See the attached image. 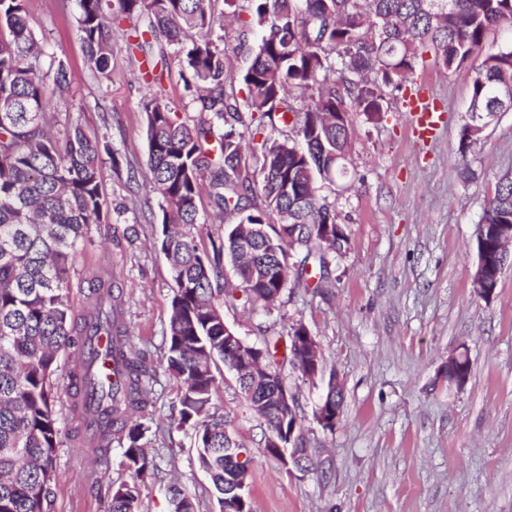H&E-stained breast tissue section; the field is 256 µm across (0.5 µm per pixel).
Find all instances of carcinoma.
Here are the masks:
<instances>
[{
	"instance_id": "1",
	"label": "carcinoma",
	"mask_w": 512,
	"mask_h": 512,
	"mask_svg": "<svg viewBox=\"0 0 512 512\" xmlns=\"http://www.w3.org/2000/svg\"><path fill=\"white\" fill-rule=\"evenodd\" d=\"M216 0H75L76 34L89 69L104 76L112 66V32L124 21L126 51L144 56L147 88L162 83L158 64L174 53L186 88L195 92L199 118L189 124L161 96L142 101L148 142L145 187L159 197L157 242L176 289L171 301L165 361L180 381L177 427L192 430L199 467L217 493L219 506L229 499L237 512H251L238 497L248 472L245 449L224 418L211 413L217 388L216 360L224 353L223 305L238 299L269 306L286 287L284 244L294 234L307 254H318L324 283L329 250L319 244L321 225L336 230L327 205L320 203L316 178L332 182L346 175L351 130L347 100L369 121L385 111V90H402L426 49L445 70L464 65L481 47L486 32L512 23V0H250L251 18L243 24L261 31L251 66L240 75L245 103L257 115L250 129L243 121L228 56L220 48L226 15ZM341 74L346 93L330 80ZM512 46L484 59L473 79L462 125L459 152L466 155L483 134L473 132L474 115L512 112ZM67 62L45 57L27 23V0H0V512H51L52 476L60 429L54 417L60 354L84 352L90 337H112L111 353L122 362L121 393L106 380L88 379L90 367L77 364L69 374L75 388L72 412L77 430L94 414L112 417V426L88 442L98 458L112 441H126L123 455L134 479H144L151 464L142 440L143 426L128 414L153 404V369L144 352L128 340L121 296L112 276L101 274L89 285L88 306L76 314L70 304V271L90 226L109 221L111 212L100 183L101 153L112 154L106 140H92L78 123L60 131L47 118L50 96L69 86ZM295 136H267L288 127ZM223 127L224 132L215 133ZM244 130H239V127ZM262 174L261 185L249 177ZM207 190L213 214L236 222L226 234L200 248L196 226L201 190ZM477 242L490 266V284L498 285V224L512 225V176L502 177L480 217ZM260 224L264 233H251ZM229 256L239 284L224 280ZM268 339L257 355L276 377L287 362L306 369L295 349ZM468 357L446 370L465 383ZM251 409L267 428L298 422L297 404L280 406L273 389L238 380ZM170 506L199 512V504L179 487H170ZM109 512H142L137 483L113 491Z\"/></svg>"
}]
</instances>
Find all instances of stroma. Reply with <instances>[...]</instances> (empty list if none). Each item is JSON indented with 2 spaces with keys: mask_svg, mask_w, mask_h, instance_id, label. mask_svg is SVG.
I'll list each match as a JSON object with an SVG mask.
<instances>
[{
  "mask_svg": "<svg viewBox=\"0 0 512 512\" xmlns=\"http://www.w3.org/2000/svg\"><path fill=\"white\" fill-rule=\"evenodd\" d=\"M27 13L45 53L69 66L68 89L50 102L57 126L80 124L90 138L112 145V158L100 164L111 219L91 225L71 270L70 299L82 309L88 282L111 271L123 290L128 338L156 369L153 405L132 416L146 429L155 464L154 476L139 484L142 508L169 512L165 488L175 482L200 512H219L192 432L176 425L180 384L163 358L175 284L153 246L158 200L137 183L148 154L140 61L116 45L108 77L95 78L75 35L73 0H27ZM509 43L512 27L490 29L482 48L453 71L426 56L414 80L442 116L431 137L414 135L400 92H388L382 120L351 109L347 175L341 188L322 190L348 236L344 250L329 257L327 286L306 287L304 273L318 263L299 248L274 305L225 306V324L245 342L258 346L301 324L322 355L315 378L289 365L281 370L298 405L303 441L313 450L305 471L265 454L264 421L233 372H215L213 408L250 457L253 512H512V258L491 300L472 287L480 217L499 179L512 175V112L501 114L467 155L459 153L476 72ZM158 93L181 119H196L177 60H170ZM462 350L471 376L459 387L443 367ZM76 361L65 353L58 370L53 512H108L113 489L131 474L116 444L102 478L85 477L91 455L72 439L68 410V373ZM332 376L343 406L335 427L326 429L314 413Z\"/></svg>",
  "mask_w": 512,
  "mask_h": 512,
  "instance_id": "1",
  "label": "stroma"
}]
</instances>
